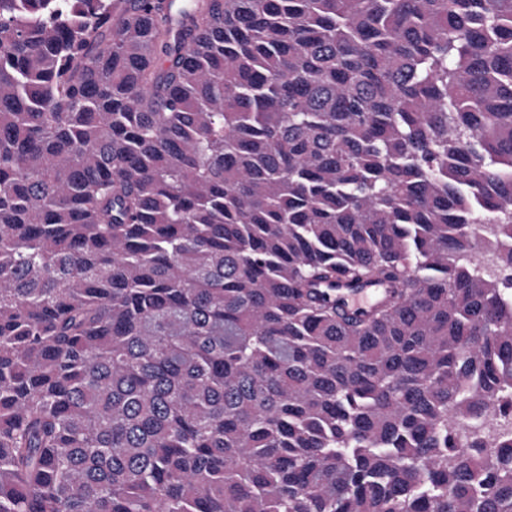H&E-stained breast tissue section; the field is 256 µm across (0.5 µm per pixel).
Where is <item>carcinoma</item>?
<instances>
[{"mask_svg":"<svg viewBox=\"0 0 512 512\" xmlns=\"http://www.w3.org/2000/svg\"><path fill=\"white\" fill-rule=\"evenodd\" d=\"M112 2L0 0V512H512V0ZM377 293V288H364L350 291L342 285L336 287V299L345 302L352 310L361 312L367 311L372 306Z\"/></svg>","mask_w":512,"mask_h":512,"instance_id":"carcinoma-1","label":"carcinoma"}]
</instances>
